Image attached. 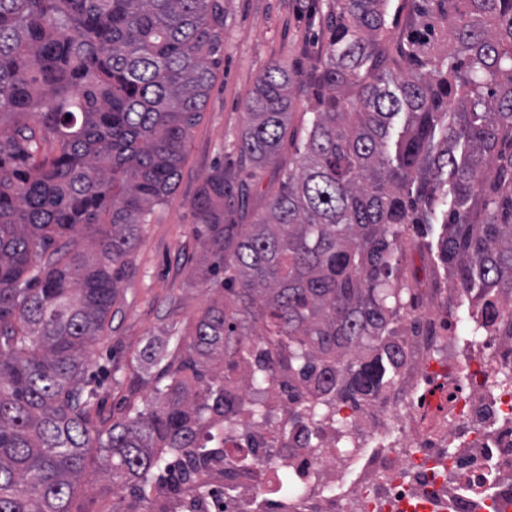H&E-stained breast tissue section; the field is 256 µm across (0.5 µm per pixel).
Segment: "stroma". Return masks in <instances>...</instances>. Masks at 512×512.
<instances>
[{"label":"stroma","mask_w":512,"mask_h":512,"mask_svg":"<svg viewBox=\"0 0 512 512\" xmlns=\"http://www.w3.org/2000/svg\"><path fill=\"white\" fill-rule=\"evenodd\" d=\"M224 61L215 71L203 115L192 130L175 193L145 226L134 254L135 273L123 280L111 324L87 349L86 379L104 416L123 411L153 391L157 367L135 354L147 342L165 346L174 329L194 321L210 294L192 275L202 248L190 207L216 162L236 169L250 186L249 209L264 210L278 194L282 164L294 156L300 131L311 119L306 98H297L278 162L256 166L241 159L238 144L257 78L274 62L300 72L324 58L330 0H221ZM176 313H169L170 304ZM141 383H134V376ZM112 482L90 460L71 498V512H112Z\"/></svg>","instance_id":"obj_1"}]
</instances>
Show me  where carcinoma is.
Masks as SVG:
<instances>
[{
  "mask_svg": "<svg viewBox=\"0 0 512 512\" xmlns=\"http://www.w3.org/2000/svg\"><path fill=\"white\" fill-rule=\"evenodd\" d=\"M388 0H336L325 58L308 75L258 78L239 152L278 159L294 101H314L279 193L249 213V187L216 163L190 202L213 294L160 367L154 396L107 426L92 413L86 349L112 320L144 224L179 181L214 69L220 0H0V512H71L90 452L123 506L149 500L177 457L232 442L211 422H268L262 394L288 372L305 425L370 403L412 363L419 272L448 277L470 335L512 343V0H410L414 32L388 51ZM448 30V48L427 37ZM403 114L404 124L394 123ZM249 223H242V219ZM422 266L402 285L410 234ZM242 470L251 448L234 449Z\"/></svg>",
  "mask_w": 512,
  "mask_h": 512,
  "instance_id": "obj_1",
  "label": "carcinoma"
}]
</instances>
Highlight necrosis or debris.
<instances>
[{
  "label": "necrosis or debris",
  "instance_id": "1",
  "mask_svg": "<svg viewBox=\"0 0 512 512\" xmlns=\"http://www.w3.org/2000/svg\"><path fill=\"white\" fill-rule=\"evenodd\" d=\"M428 318L445 355L405 327L419 367L351 413L366 427V441L339 450L335 425L324 421L319 448L283 432L276 421L288 413V375L281 372L266 395L272 423L232 427L257 466L243 472L231 458L213 456L197 463L202 481L169 472L150 512H456L461 502L468 512H512V384L493 382L512 370V352L473 339L472 356L459 362L447 303H432ZM452 439L459 448L453 459Z\"/></svg>",
  "mask_w": 512,
  "mask_h": 512
}]
</instances>
